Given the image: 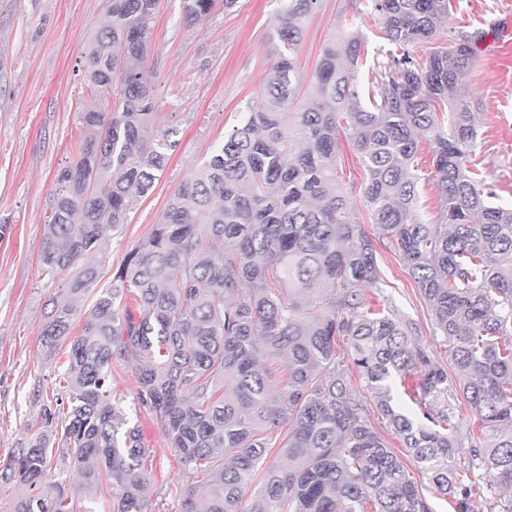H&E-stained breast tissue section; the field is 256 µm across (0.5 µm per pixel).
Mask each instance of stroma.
I'll return each mask as SVG.
<instances>
[{
  "instance_id": "35a3bbf8",
  "label": "stroma",
  "mask_w": 512,
  "mask_h": 512,
  "mask_svg": "<svg viewBox=\"0 0 512 512\" xmlns=\"http://www.w3.org/2000/svg\"><path fill=\"white\" fill-rule=\"evenodd\" d=\"M108 6V0H0V226L5 229L0 235V462L22 447L26 427L39 420L44 401L66 390L67 346L48 355L39 343L47 301L66 281L45 276L39 252L55 176L75 162L79 115L92 104L83 55L105 23ZM498 7L499 0H453L447 40L461 33L485 35ZM280 10L279 0H237L232 9L216 5L203 23L192 24L184 17L183 0H159L151 23L150 95L158 131L173 130L176 146L126 224L109 234L99 264L104 280H111L131 247L149 236L177 188L259 98L271 73V35ZM353 31L366 40L360 90L375 92L367 63L379 44L378 29L365 0H318L298 52L303 90H310L326 44ZM462 92L484 141L477 159L481 175L496 203L512 205V86L499 85L477 61ZM339 146L340 182L357 220L373 228L363 195L365 171L347 135H340ZM416 162L419 211L433 222L441 205L428 144H421ZM376 248L379 280L364 288L365 306H394L416 324V338L431 359L449 366L448 349L435 335L428 306L396 247L383 239ZM112 385L151 451V500L158 512H178L177 502L164 495L177 475L173 452L152 414L133 407L134 364L114 365Z\"/></svg>"
}]
</instances>
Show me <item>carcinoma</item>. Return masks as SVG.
<instances>
[{
  "label": "carcinoma",
  "instance_id": "1",
  "mask_svg": "<svg viewBox=\"0 0 512 512\" xmlns=\"http://www.w3.org/2000/svg\"><path fill=\"white\" fill-rule=\"evenodd\" d=\"M158 0H109L83 67L100 107L81 113L77 161L55 178L40 264L55 278L126 223L174 147L157 132L149 85L150 26ZM380 38L378 95L364 100L357 66L364 36L331 42L307 103L297 54L318 0H282L274 63L242 123L199 163L159 224L98 287L85 265L50 300L41 332L48 352L69 342L67 399L42 406V424L12 453L0 481L51 494L12 500L6 512L74 510L52 465L88 492L109 489L112 512H153L150 450L112 393V365L133 361L138 404L160 423L177 477L165 495L180 512H432L423 487L370 423L377 412L456 512H475L481 469L512 492V206L496 204L472 155L482 147L460 88L474 62L472 36L409 48L443 34L451 0H366ZM216 0H183L200 22ZM350 118L367 175L364 197L427 302L453 372L415 340L396 311L372 312L361 287L376 283L374 240L336 182L339 119ZM433 154L438 220L418 212L414 154ZM93 297L88 312L80 300ZM83 319L71 335L76 318ZM351 363L373 404L336 357ZM288 358L286 378L270 368ZM412 377L423 418L395 402ZM478 419L467 471L459 472L461 405ZM62 447L54 448L55 441ZM288 460L263 466L272 450ZM250 507L240 508L245 496Z\"/></svg>",
  "mask_w": 512,
  "mask_h": 512
}]
</instances>
